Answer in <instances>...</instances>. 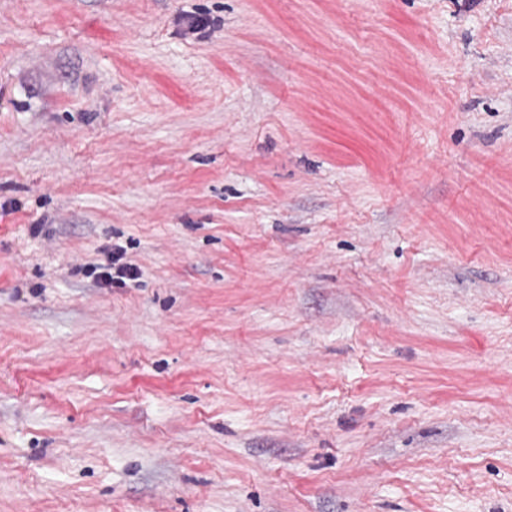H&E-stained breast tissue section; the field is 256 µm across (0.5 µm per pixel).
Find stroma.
I'll return each mask as SVG.
<instances>
[{"instance_id": "35a3bbf8", "label": "stroma", "mask_w": 512, "mask_h": 512, "mask_svg": "<svg viewBox=\"0 0 512 512\" xmlns=\"http://www.w3.org/2000/svg\"><path fill=\"white\" fill-rule=\"evenodd\" d=\"M0 512H512V0H0ZM122 257L123 251L121 249H112L110 264L102 268L106 271L98 273L97 279H100L105 283H112L115 278L117 280H119V278L126 277L129 279H135L139 275L138 268L132 264H118ZM110 270H112V272Z\"/></svg>"}]
</instances>
